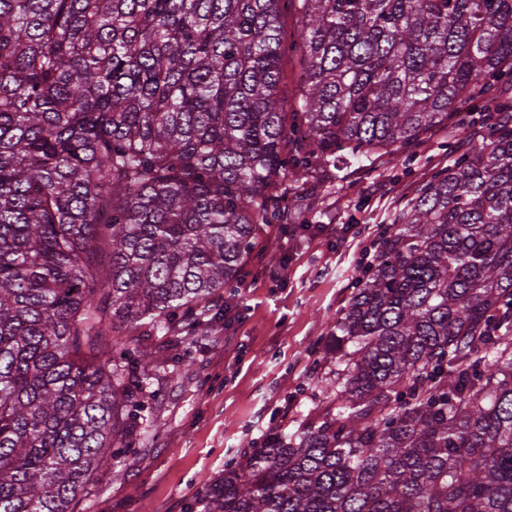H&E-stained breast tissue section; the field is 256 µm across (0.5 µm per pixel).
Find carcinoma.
I'll use <instances>...</instances> for the list:
<instances>
[{"label":"carcinoma","instance_id":"obj_1","mask_svg":"<svg viewBox=\"0 0 512 512\" xmlns=\"http://www.w3.org/2000/svg\"><path fill=\"white\" fill-rule=\"evenodd\" d=\"M502 80L512 0H0V512H80L288 175ZM485 121L326 336L336 405L225 464L203 512H512V119ZM301 62L298 55L293 52H286L282 58L281 80L279 83V94L282 101L288 105V111L293 107L301 93L300 76Z\"/></svg>","mask_w":512,"mask_h":512}]
</instances>
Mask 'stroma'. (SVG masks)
<instances>
[{"label": "stroma", "instance_id": "35a3bbf8", "mask_svg": "<svg viewBox=\"0 0 512 512\" xmlns=\"http://www.w3.org/2000/svg\"><path fill=\"white\" fill-rule=\"evenodd\" d=\"M503 104L512 105V82L395 153L286 183L285 220L259 225L238 282L210 307L205 331L179 339L186 368L140 395L139 441L98 475L86 512H188L228 460L272 431L321 415L331 366L320 351L361 274L363 252H376L422 185L478 143L485 115ZM329 224L349 225L352 244L328 235ZM158 415L166 422L160 430Z\"/></svg>", "mask_w": 512, "mask_h": 512}]
</instances>
